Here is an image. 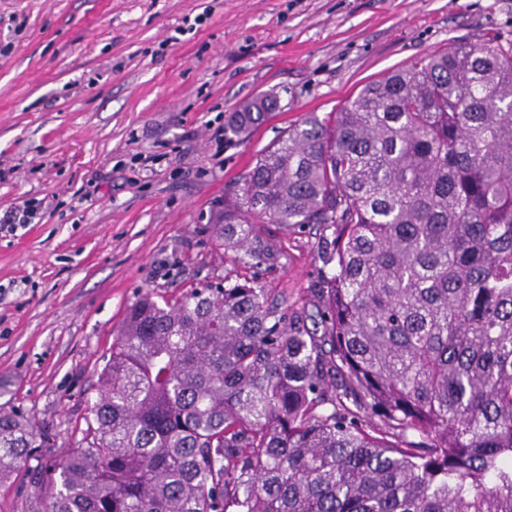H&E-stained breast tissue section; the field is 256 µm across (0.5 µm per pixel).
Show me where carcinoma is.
Segmentation results:
<instances>
[{"label": "carcinoma", "instance_id": "cac0c4a2", "mask_svg": "<svg viewBox=\"0 0 512 512\" xmlns=\"http://www.w3.org/2000/svg\"><path fill=\"white\" fill-rule=\"evenodd\" d=\"M258 224L317 225L323 270L294 301L254 275L140 292L25 512H512V43L301 118L210 227L260 264ZM44 442L0 409L1 487Z\"/></svg>", "mask_w": 512, "mask_h": 512}]
</instances>
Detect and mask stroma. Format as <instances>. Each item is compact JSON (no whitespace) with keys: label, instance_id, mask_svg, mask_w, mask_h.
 <instances>
[{"label":"stroma","instance_id":"obj_1","mask_svg":"<svg viewBox=\"0 0 512 512\" xmlns=\"http://www.w3.org/2000/svg\"><path fill=\"white\" fill-rule=\"evenodd\" d=\"M512 40V0H0V407L49 436L52 464L96 398L102 355L146 288L175 298L251 276L215 248V202L303 116L458 41ZM278 108L241 138L246 101ZM260 277L297 298L317 226L259 228ZM277 107L278 99L274 95H263L257 98L240 112H235L234 118L224 125V137L231 139L232 136H238L244 129L263 122L268 113Z\"/></svg>","mask_w":512,"mask_h":512}]
</instances>
